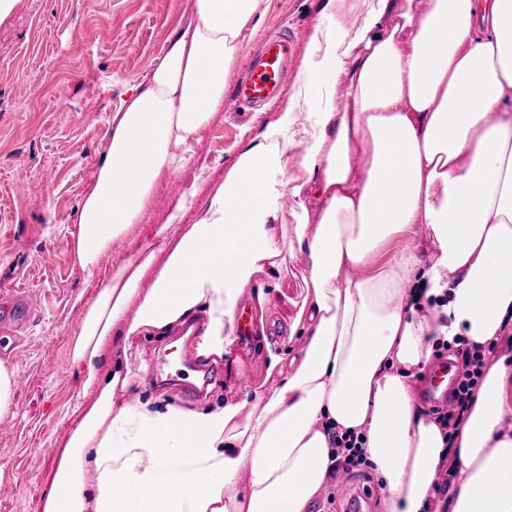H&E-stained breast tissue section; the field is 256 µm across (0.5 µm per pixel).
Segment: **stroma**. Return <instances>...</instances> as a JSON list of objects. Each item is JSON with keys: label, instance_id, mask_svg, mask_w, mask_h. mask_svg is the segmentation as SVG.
I'll return each instance as SVG.
<instances>
[{"label": "stroma", "instance_id": "1", "mask_svg": "<svg viewBox=\"0 0 512 512\" xmlns=\"http://www.w3.org/2000/svg\"><path fill=\"white\" fill-rule=\"evenodd\" d=\"M318 0H262L258 25L245 34L244 50L224 90L232 99L247 76L252 54L269 36L289 33L295 53L288 72L296 82L307 53ZM195 0H20L0 21V291L36 293L40 310L13 336L0 335V362L25 376L14 393L16 414L0 421V512H42L55 472L68 416L80 391L68 350L86 302L117 261L143 245L162 266L167 251L194 223L224 181L236 153L288 103L280 94L259 109L218 108L197 134L177 149L183 162L161 180L150 207L126 238L114 242L95 277L80 268L72 233L79 202L95 180L108 145V129L126 90L141 83L177 29L194 22ZM192 201H185V194ZM177 224H169L173 213ZM169 224L166 239L156 238ZM306 262L288 263V292L266 288L258 310L265 331L252 356L218 361L207 400L239 401L271 390L267 347L289 337ZM249 388L238 385L241 374Z\"/></svg>", "mask_w": 512, "mask_h": 512}]
</instances>
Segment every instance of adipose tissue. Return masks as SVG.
Masks as SVG:
<instances>
[{"label":"adipose tissue","instance_id":"ef3b65f1","mask_svg":"<svg viewBox=\"0 0 512 512\" xmlns=\"http://www.w3.org/2000/svg\"><path fill=\"white\" fill-rule=\"evenodd\" d=\"M260 2L196 0L195 23L128 89L79 206L88 274L223 104ZM319 14L287 107L239 150L164 265L149 250L124 260L86 305L69 362L95 398L73 409L43 512H307L338 433L361 438L384 512H423L445 456L448 512H512V360L484 369L453 431L420 414L409 385L436 341L484 348L512 330V0H320ZM342 77L336 110L323 93ZM420 225L413 248L381 258ZM298 254L290 333L306 343L269 353L282 371L271 392L195 408L129 400L146 373L133 338L201 312L196 352L223 357L244 295L264 296L268 273L287 291ZM410 293L445 299L442 315L408 307Z\"/></svg>","mask_w":512,"mask_h":512}]
</instances>
